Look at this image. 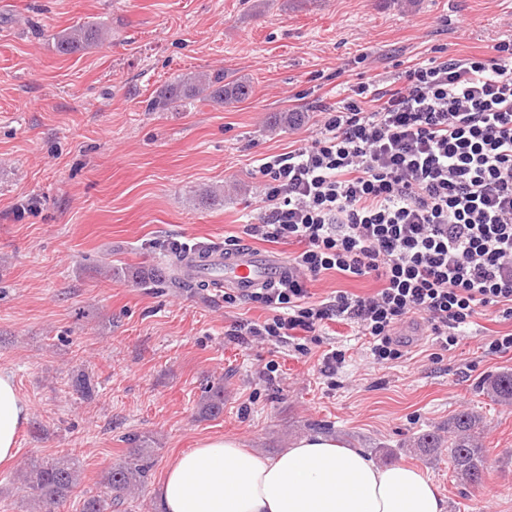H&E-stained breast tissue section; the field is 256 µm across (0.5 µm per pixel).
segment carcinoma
<instances>
[{
  "label": "carcinoma",
  "mask_w": 512,
  "mask_h": 512,
  "mask_svg": "<svg viewBox=\"0 0 512 512\" xmlns=\"http://www.w3.org/2000/svg\"><path fill=\"white\" fill-rule=\"evenodd\" d=\"M57 39L61 54H72L105 39V32L94 24L84 23L62 31ZM251 86L245 81L224 83V76L216 73L185 74L167 86L150 104L152 111L163 112L183 99L209 98L226 104L249 96ZM172 288L193 291L199 282L188 273H172L166 279ZM487 396L495 401L512 404V370L497 373L483 382ZM224 407V385L216 383L205 390L203 410L218 414ZM482 417L468 411L455 414L448 421V457L459 481L471 486L481 484L487 471L485 449L480 443L479 428ZM150 449L131 448L123 460L111 465L100 479L101 491L84 498L80 512H112L135 497L149 479ZM81 466L69 456L47 460L31 459L16 471L20 488L36 512H56L78 484Z\"/></svg>",
  "instance_id": "1"
}]
</instances>
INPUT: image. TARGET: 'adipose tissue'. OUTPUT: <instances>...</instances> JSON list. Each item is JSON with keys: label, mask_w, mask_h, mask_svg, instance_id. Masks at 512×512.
<instances>
[{"label": "adipose tissue", "mask_w": 512, "mask_h": 512, "mask_svg": "<svg viewBox=\"0 0 512 512\" xmlns=\"http://www.w3.org/2000/svg\"><path fill=\"white\" fill-rule=\"evenodd\" d=\"M29 406L0 371V465L12 464ZM162 512H447L419 469L375 465L329 435L264 458L235 438L205 439L180 455L155 490Z\"/></svg>", "instance_id": "1"}]
</instances>
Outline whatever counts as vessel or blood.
I'll return each instance as SVG.
<instances>
[{"label": "vessel or blood", "instance_id": "vessel-or-blood-1", "mask_svg": "<svg viewBox=\"0 0 512 512\" xmlns=\"http://www.w3.org/2000/svg\"><path fill=\"white\" fill-rule=\"evenodd\" d=\"M187 262L199 279L242 293L268 283L285 270L279 258L253 250L200 252L189 256Z\"/></svg>", "mask_w": 512, "mask_h": 512}]
</instances>
